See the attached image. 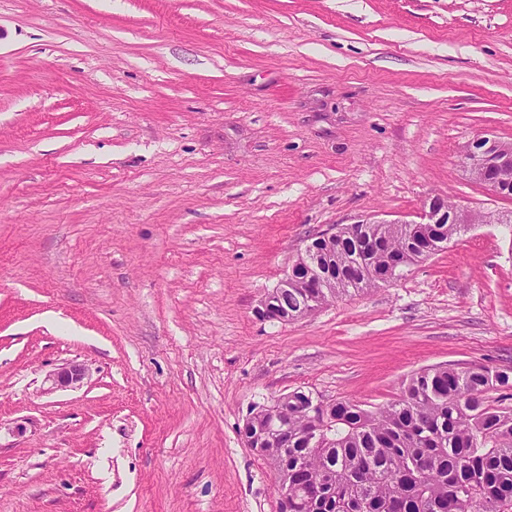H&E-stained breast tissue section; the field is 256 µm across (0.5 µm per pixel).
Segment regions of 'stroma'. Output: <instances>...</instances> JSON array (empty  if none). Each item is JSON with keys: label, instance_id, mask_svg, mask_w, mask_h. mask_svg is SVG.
Listing matches in <instances>:
<instances>
[{"label": "stroma", "instance_id": "stroma-1", "mask_svg": "<svg viewBox=\"0 0 512 512\" xmlns=\"http://www.w3.org/2000/svg\"><path fill=\"white\" fill-rule=\"evenodd\" d=\"M482 135L512 142V0H0V512H277L250 408L512 365V223L256 314L332 227L512 213L459 165ZM86 376H88V369L81 364H70L61 367L46 376L45 383L50 384L46 392L79 384Z\"/></svg>", "mask_w": 512, "mask_h": 512}]
</instances>
